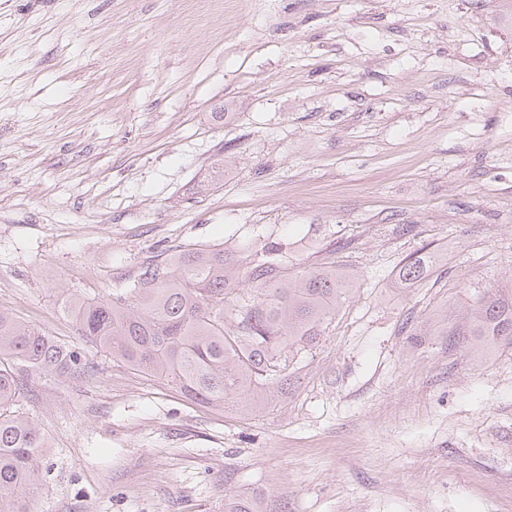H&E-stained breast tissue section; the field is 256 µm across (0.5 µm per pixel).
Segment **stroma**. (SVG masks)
Instances as JSON below:
<instances>
[{
  "label": "stroma",
  "instance_id": "35a3bbf8",
  "mask_svg": "<svg viewBox=\"0 0 512 512\" xmlns=\"http://www.w3.org/2000/svg\"><path fill=\"white\" fill-rule=\"evenodd\" d=\"M270 243L357 285L259 413L64 309ZM487 291H512V0H0V309L86 361L23 376L34 512H512V345L444 335Z\"/></svg>",
  "mask_w": 512,
  "mask_h": 512
}]
</instances>
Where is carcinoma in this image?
<instances>
[{"instance_id":"obj_1","label":"carcinoma","mask_w":512,"mask_h":512,"mask_svg":"<svg viewBox=\"0 0 512 512\" xmlns=\"http://www.w3.org/2000/svg\"><path fill=\"white\" fill-rule=\"evenodd\" d=\"M425 264L411 258L400 280L417 281ZM355 290L334 266L288 273L274 249L237 265L216 248L181 249L112 300L73 307L82 334L127 365L174 384L208 406L260 411L291 389L289 358L317 343L324 324ZM448 336H469L479 355L512 343V296L481 295ZM29 372L63 374L81 353L0 311V512H32L45 438L17 410ZM224 512H265L256 497L224 500Z\"/></svg>"}]
</instances>
